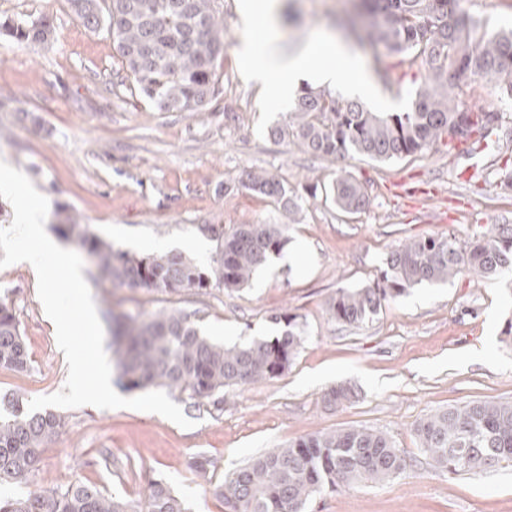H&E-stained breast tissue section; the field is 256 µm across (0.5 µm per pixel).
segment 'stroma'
Segmentation results:
<instances>
[{"mask_svg": "<svg viewBox=\"0 0 512 512\" xmlns=\"http://www.w3.org/2000/svg\"><path fill=\"white\" fill-rule=\"evenodd\" d=\"M279 43L293 51L310 39L346 38L373 70L382 93L409 111L424 66L399 62L353 33L351 0H279ZM238 0H212L228 47L217 63L215 94L198 111L164 112L123 80L106 31L87 30L65 0H0V24L49 17L46 44L0 31V160L21 170L49 202L46 232L57 236L65 213L114 247L158 253L168 240L204 224H283L304 240L308 266L271 269L261 282L228 290L213 285L178 292L114 287L92 262L83 276L98 316L177 309L210 339L228 346L281 335V315L296 317L302 346L280 376L226 390L221 406L190 407L185 429L155 413L94 406L61 409L66 426L47 443L33 481L0 484L21 498L33 488L80 479L113 492L143 512L151 481L182 497L189 512H226L212 493L232 473L271 448L313 433L365 426L388 433L411 461L405 474L317 494L307 512H512V466L449 474L424 455L413 427L428 414L472 401H512V275L496 281L471 273L422 284L386 303L364 324L335 322L325 311L341 288L377 280L390 250L411 238L452 234L467 242L492 224H512V190L499 172L512 160V99L482 80L455 88L466 107L499 113L486 140L466 149L447 141L392 160L313 156L275 139L290 112H270L247 82L235 47ZM475 37L512 28V0H468ZM274 175L300 199L295 214L240 188L248 172ZM346 176L364 184L368 208L346 214L324 188ZM0 302L15 314L28 354L23 370H0V396L23 402L61 391L65 357L38 296L34 267L0 268ZM353 397L337 407L323 395L336 386ZM210 457L200 478L190 463Z\"/></svg>", "mask_w": 512, "mask_h": 512, "instance_id": "obj_1", "label": "stroma"}]
</instances>
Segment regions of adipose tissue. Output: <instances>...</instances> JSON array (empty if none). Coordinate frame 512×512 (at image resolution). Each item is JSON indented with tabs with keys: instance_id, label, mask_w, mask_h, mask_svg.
I'll return each mask as SVG.
<instances>
[{
	"instance_id": "adipose-tissue-1",
	"label": "adipose tissue",
	"mask_w": 512,
	"mask_h": 512,
	"mask_svg": "<svg viewBox=\"0 0 512 512\" xmlns=\"http://www.w3.org/2000/svg\"><path fill=\"white\" fill-rule=\"evenodd\" d=\"M238 14L236 52L242 72L247 81L263 88L269 109L282 110L304 81L376 97L371 69L341 40L319 37L295 53H283L276 31L277 0H239Z\"/></svg>"
}]
</instances>
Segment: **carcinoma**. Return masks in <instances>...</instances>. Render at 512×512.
Wrapping results in <instances>:
<instances>
[{"instance_id": "carcinoma-1", "label": "carcinoma", "mask_w": 512, "mask_h": 512, "mask_svg": "<svg viewBox=\"0 0 512 512\" xmlns=\"http://www.w3.org/2000/svg\"><path fill=\"white\" fill-rule=\"evenodd\" d=\"M211 0H67L74 17L93 31L112 37L123 67L140 95L165 112H185L208 103L216 62L228 47L224 27ZM367 18L366 38L401 58L421 59L423 86L408 112H371L354 99H338L312 87L300 90L295 120L271 129L313 156L344 159L358 154L391 160L421 153L442 137L466 141L483 134L497 114L461 106L457 81L474 77L512 96V30L476 41L466 0H360ZM21 41L45 44L52 21H17L0 26ZM240 186L293 214L299 198L270 174L248 173ZM342 211H363L367 187L339 178L325 189ZM95 257L100 278L133 288L177 292L247 285L270 255L288 243L284 224H238L228 233L213 224L200 227L216 242L212 263L167 253L134 255L90 232L68 217L57 225ZM467 270L484 279L512 272V224H493L466 244L455 236L411 238L386 258L376 281L361 288H340L326 302L330 319L358 326L408 289L447 283ZM118 380L128 389L160 386L200 403L224 401V390L255 385L281 375L302 344L295 318L288 331L271 340L224 346L203 336L188 315L177 310L112 317ZM28 365L13 311L0 303V368ZM0 480L35 476L43 447L65 427L54 413H30L0 398ZM420 450L450 474L482 472L512 463V402L473 401L439 410L414 427ZM410 461L385 432L365 426L301 437L286 448H271L224 478L215 488L228 512H305L326 488L383 482L408 471ZM147 512H186L184 501L164 482L150 485ZM129 503L81 480L63 487L37 488L25 498L0 496V512H130Z\"/></svg>"}]
</instances>
